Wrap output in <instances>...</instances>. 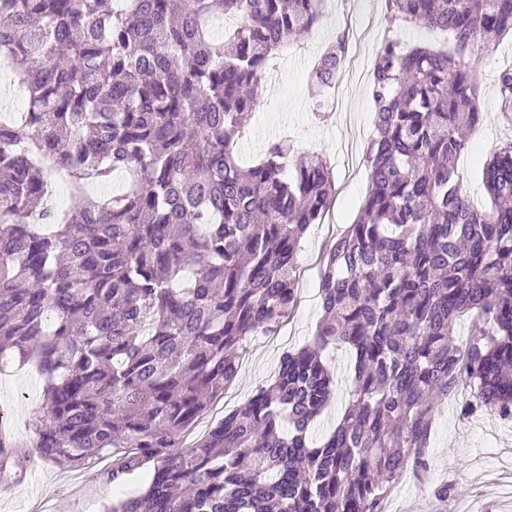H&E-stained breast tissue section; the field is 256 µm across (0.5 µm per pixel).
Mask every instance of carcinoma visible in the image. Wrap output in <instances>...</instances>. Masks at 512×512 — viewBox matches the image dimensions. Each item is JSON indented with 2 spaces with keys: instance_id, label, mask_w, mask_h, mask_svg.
I'll use <instances>...</instances> for the list:
<instances>
[{
  "instance_id": "1",
  "label": "carcinoma",
  "mask_w": 512,
  "mask_h": 512,
  "mask_svg": "<svg viewBox=\"0 0 512 512\" xmlns=\"http://www.w3.org/2000/svg\"><path fill=\"white\" fill-rule=\"evenodd\" d=\"M385 20L450 44L379 46L369 95V184L320 259L312 341L195 446L181 438L236 379L252 339L298 302L301 241L331 204L320 154L288 166L275 138L235 154L271 58L321 24L318 0H0V55L27 100L0 122V362L35 363L40 416L0 436V473L27 447L68 468L112 450L108 483L151 463L144 492L107 512H385L426 467L435 409L461 384L464 412L512 419V142L482 169L489 201L463 192V129L482 119L470 59L512 33V0H385ZM230 16L215 40L209 22ZM349 47L340 32L311 72V105ZM512 112V70L498 75ZM68 179L60 212L48 174ZM120 194H89L113 173ZM478 326L453 338L461 316ZM352 355L349 399L318 445L311 425Z\"/></svg>"
}]
</instances>
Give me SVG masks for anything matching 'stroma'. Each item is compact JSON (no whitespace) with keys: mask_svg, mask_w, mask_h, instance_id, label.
Returning <instances> with one entry per match:
<instances>
[{"mask_svg":"<svg viewBox=\"0 0 512 512\" xmlns=\"http://www.w3.org/2000/svg\"><path fill=\"white\" fill-rule=\"evenodd\" d=\"M385 0H326L324 18L315 32L290 40L289 47L274 60V79L258 93L257 104L247 117L238 143V157L250 164L269 139L287 130L298 155L322 153L331 166L335 195L318 224L302 241L298 256L301 271L299 302L280 331L252 341L240 359L237 378L184 436L185 445L203 439L224 415L251 398L270 380L282 354L308 344L321 320L319 258L325 248L351 224L364 200L368 170L363 161L373 134L374 112L368 93L375 52L388 35ZM348 31L360 40L358 68H343L338 80L343 96L333 112L318 117L311 110L313 89L309 75L313 62L339 32ZM479 108L482 122L470 137L471 151L459 161L462 187L475 202L485 198L481 165L488 157V143L512 139V115L500 110L496 88L498 74L512 67V35L489 45L477 59ZM327 361L336 374V398L322 415L316 431L324 433L343 411L349 389V351H327ZM43 379L35 367L11 361L0 368V414L10 418L17 434L30 438V422L42 399ZM473 390L458 387L434 414L428 468L423 477L404 476L393 489L386 512H505L499 491L512 484V422L491 412L465 418L461 410ZM112 461L104 452L88 468L63 469L32 456L26 472L10 490L0 489V512H103L116 497L139 495L148 481L147 470L129 475L122 485L107 482L104 472ZM447 487V496L438 488Z\"/></svg>","mask_w":512,"mask_h":512,"instance_id":"obj_1","label":"stroma"}]
</instances>
